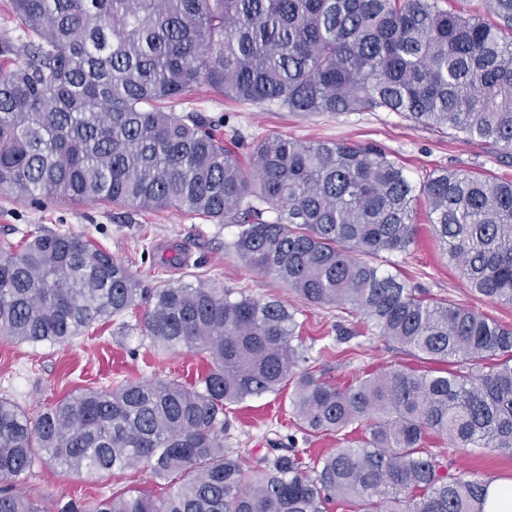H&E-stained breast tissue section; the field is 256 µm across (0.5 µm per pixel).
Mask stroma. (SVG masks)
<instances>
[{
	"label": "stroma",
	"instance_id": "1",
	"mask_svg": "<svg viewBox=\"0 0 512 512\" xmlns=\"http://www.w3.org/2000/svg\"><path fill=\"white\" fill-rule=\"evenodd\" d=\"M206 115L225 116L227 123L251 138L281 135L305 142L347 141L374 145L399 163L413 183L438 168H457L497 178L512 179V158L489 146L464 144L448 135L414 126L393 112H354L305 116L270 105L243 104L199 91L192 98ZM42 224L54 230L87 237L124 262L148 288L162 283L204 282L232 288L256 299H282L299 308L302 335L313 349L330 345L317 358V377L339 385L378 372L393 364L417 366L416 358L399 353L383 338L368 331L362 318L301 302L273 277L259 274L231 248L235 229L209 224L174 210L123 215L108 206L49 203L38 207L0 193V242L19 241L27 227ZM415 245L404 253H384L385 269L400 270L410 284L435 298H444L512 326V305L471 293L458 269L449 263L433 239L425 213H418ZM179 250L187 260L182 268L162 266L160 259ZM139 316L127 313L63 345H32L0 336V397L38 414L51 403L75 391L116 386L127 380L160 377L193 383L204 370L203 355L166 352L153 346L137 327ZM292 384L279 391L251 397L235 405L226 442L238 451L246 468L259 467L266 452L289 448L296 427L291 415ZM298 448L327 452L337 446L335 436H313L295 442ZM427 448L464 479L479 476L496 483L512 481V454L480 448H452L433 437ZM19 493L34 500L41 512H58L67 502H90L100 496L128 490L153 494L166 491L165 482L148 469L135 466L121 473L65 472L43 463L17 481Z\"/></svg>",
	"mask_w": 512,
	"mask_h": 512
}]
</instances>
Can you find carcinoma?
I'll list each match as a JSON object with an SVG mask.
<instances>
[{
	"label": "carcinoma",
	"mask_w": 512,
	"mask_h": 512,
	"mask_svg": "<svg viewBox=\"0 0 512 512\" xmlns=\"http://www.w3.org/2000/svg\"><path fill=\"white\" fill-rule=\"evenodd\" d=\"M0 40V192L42 204L175 208L237 228L235 253L300 300L360 314L400 351L345 387L302 368L299 310L231 288H143L112 254L37 224L0 245V336L64 344L143 310L158 349L204 356L192 386L86 389L32 417L0 398V512H41L14 489L41 461L65 471L147 467L154 496L59 512H484L491 481L448 473L425 448L512 452V327L430 297L372 262L433 238L472 292L512 304V181L436 169L415 185L373 146L224 138L178 105L205 86L290 112H395L512 158V0L489 17L438 0H12ZM294 383L304 437L361 432L319 457L267 455L247 473L224 446L230 406ZM22 34L20 24L13 12L11 0H0V39L9 37L17 40Z\"/></svg>",
	"instance_id": "1"
}]
</instances>
